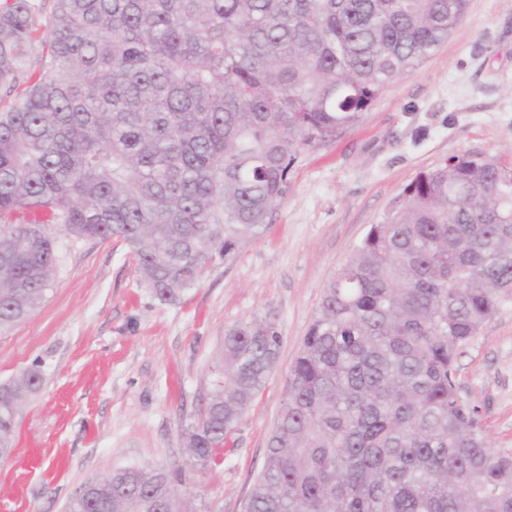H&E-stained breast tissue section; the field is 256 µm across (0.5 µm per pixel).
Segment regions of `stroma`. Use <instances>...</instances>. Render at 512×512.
Returning a JSON list of instances; mask_svg holds the SVG:
<instances>
[{
	"mask_svg": "<svg viewBox=\"0 0 512 512\" xmlns=\"http://www.w3.org/2000/svg\"><path fill=\"white\" fill-rule=\"evenodd\" d=\"M462 155L512 167V0H469L426 61L353 127L301 154L263 233L214 258L181 302L161 303L139 282L121 238L48 225L57 257L48 299L0 336V382L35 363L45 378L0 462V512H65L82 484L115 469L181 464L225 332L263 320L278 333L277 362L223 462L188 487L203 512H246L324 286L420 172ZM456 370L492 449L512 453V302L459 348Z\"/></svg>",
	"mask_w": 512,
	"mask_h": 512,
	"instance_id": "obj_1",
	"label": "stroma"
}]
</instances>
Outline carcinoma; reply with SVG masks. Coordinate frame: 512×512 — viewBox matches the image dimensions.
Wrapping results in <instances>:
<instances>
[{"label": "carcinoma", "mask_w": 512, "mask_h": 512, "mask_svg": "<svg viewBox=\"0 0 512 512\" xmlns=\"http://www.w3.org/2000/svg\"><path fill=\"white\" fill-rule=\"evenodd\" d=\"M468 0H0V334L41 309L47 224L129 246L178 303L213 256L257 238L309 148L358 122L463 20ZM512 301V168L420 173L323 289L247 512H512V454L459 394L458 349ZM279 348L230 328L187 461L116 469L66 512H203L182 490L219 463ZM44 385L0 384V461Z\"/></svg>", "instance_id": "obj_1"}]
</instances>
